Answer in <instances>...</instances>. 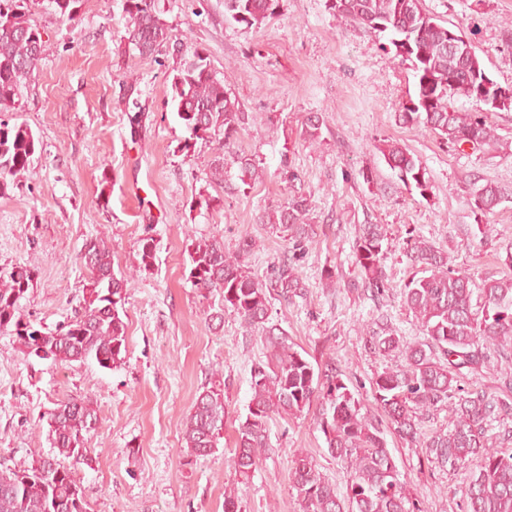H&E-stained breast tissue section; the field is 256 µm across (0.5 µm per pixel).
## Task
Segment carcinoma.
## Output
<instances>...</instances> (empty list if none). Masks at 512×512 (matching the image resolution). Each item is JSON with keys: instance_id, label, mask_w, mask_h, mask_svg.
Returning <instances> with one entry per match:
<instances>
[{"instance_id": "cac0c4a2", "label": "carcinoma", "mask_w": 512, "mask_h": 512, "mask_svg": "<svg viewBox=\"0 0 512 512\" xmlns=\"http://www.w3.org/2000/svg\"><path fill=\"white\" fill-rule=\"evenodd\" d=\"M54 12L74 19L79 0H47ZM336 16L375 32L384 33L395 56L412 64L415 94L398 113L407 125H421L445 143L460 148L468 143L481 148L498 141L496 128L479 108L462 112L455 108L452 82L479 88L490 81L477 55L462 59L448 48L451 28L429 13L423 0H328ZM278 0H224V16L251 28L273 16ZM27 0H0V110L12 107L24 79L45 52L38 28L26 18ZM128 35L145 39L139 56H154L170 39V32L156 11V0H124ZM171 102L192 139L218 140V152L210 165V177L226 189H236L237 179L250 186L262 178L261 162L239 149L241 131L249 124L248 113L224 90L223 80L211 68L208 56L190 49L172 81ZM488 110L512 109V86L491 81ZM323 118H306L302 134L311 143L321 138ZM38 138L24 123L0 118V195L33 163ZM388 167L406 186L421 196L431 189L419 157L398 145L382 150ZM504 197L502 189L487 182L470 189L475 215L494 211ZM311 201L291 194L265 214L271 228L290 236L297 244L312 239L309 223ZM255 242L249 233L237 250L224 251V243L200 239L189 252L188 280L203 298L222 293L218 311L209 321L224 322V313L235 315L249 328L262 331L269 358L251 370V398L247 414L236 429L228 465L249 476L269 447V423L276 417H296L320 401L318 424L329 456L347 469L346 491L320 473L314 458L295 455L290 469L291 488L300 512H412L381 429L378 416L361 412L354 393L336 370L316 369L286 331L269 324L271 301L291 302L302 296L305 285L297 268L286 258L265 280L252 274L247 259ZM141 259L149 265L156 243L147 233L139 239ZM392 238L383 224H363L354 245L355 264L362 287L382 296L392 287L384 259ZM501 278L476 281L470 273L452 267L448 252L408 234L403 254L415 276L402 292L403 304L423 329L424 339L407 342L396 335L384 317L367 325L366 342L379 354L399 353L402 363L376 374L371 381L375 405L388 419L394 433L411 446L426 449L427 460L456 470L475 463L461 487L466 512H512V373L498 379V394L461 385L464 373L478 374L492 359L512 361V244L504 247ZM80 259L89 273L82 311L55 329L37 328L24 318L20 301L33 281L27 266L0 269V335L14 338L27 357L37 351L54 363L94 361L105 369L125 363L127 324L122 318L130 281L117 277L112 250L102 238L87 241ZM450 408L452 426L426 433L425 416ZM53 451L23 468L0 470V512H87L85 489L73 469L92 462L91 439L99 417L92 403L70 400L45 415ZM224 384L213 380L198 394L183 430L188 448L187 464L213 455L224 438Z\"/></svg>"}]
</instances>
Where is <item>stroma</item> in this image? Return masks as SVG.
Segmentation results:
<instances>
[{
  "label": "stroma",
  "mask_w": 512,
  "mask_h": 512,
  "mask_svg": "<svg viewBox=\"0 0 512 512\" xmlns=\"http://www.w3.org/2000/svg\"><path fill=\"white\" fill-rule=\"evenodd\" d=\"M424 6L469 37L494 81L512 85V0ZM157 12L172 37L151 59L127 47L123 0H80L72 21L44 0L29 4L47 50L6 117L30 127L40 146L29 172L0 196V268L35 269L21 311L51 329L83 305L87 272L79 254L86 239L102 237L115 274L134 282L125 305L126 361L115 369L27 358L12 337L0 335V464L23 466L49 453L40 415L88 399L99 415L93 462L75 473L88 512H224L228 487L238 488L241 512H299L288 476L295 453L312 455L341 492L346 471L328 455L314 407L270 422V448L249 476L228 466L251 397V369L268 349L232 314L220 327L208 326L206 311L220 297H201L186 279L192 240L216 237L231 252L250 232L256 248L248 264L262 280L283 256L293 258L305 294L290 304L273 301L271 323L314 367L335 368L374 408L372 378L399 359L365 346L367 324L384 314L405 340L423 338L402 298L413 275L402 250L407 231L448 250L455 267L476 279L500 278L505 269L512 110L489 113L499 142L477 150H453L424 127L401 124L398 114L415 93L409 62L387 50L385 37L337 18L327 0H279L257 28L226 19L224 0H157ZM192 46L204 49L225 91L249 114L239 146L265 167L254 186L224 192L208 178L213 144H185L171 80ZM135 112L143 121L134 134L128 116ZM312 112L325 119L314 145L302 136ZM388 144L419 157L431 184L427 195L404 186L385 164L381 149ZM286 163L298 176L291 185L282 176ZM367 167L375 173L371 186L361 176ZM476 181L506 194L480 222L468 204ZM292 190L312 203L313 240L301 248L258 221ZM210 195L221 204L205 207ZM363 224L387 225L393 237L384 261L392 288L379 298L353 285ZM147 231L157 248L145 270L138 241ZM328 268L336 273L332 287L324 280ZM213 378L224 383V437L213 455L188 466L183 424ZM386 439L420 512H462L457 489L468 469H440L423 448L391 433Z\"/></svg>",
  "instance_id": "35a3bbf8"
}]
</instances>
